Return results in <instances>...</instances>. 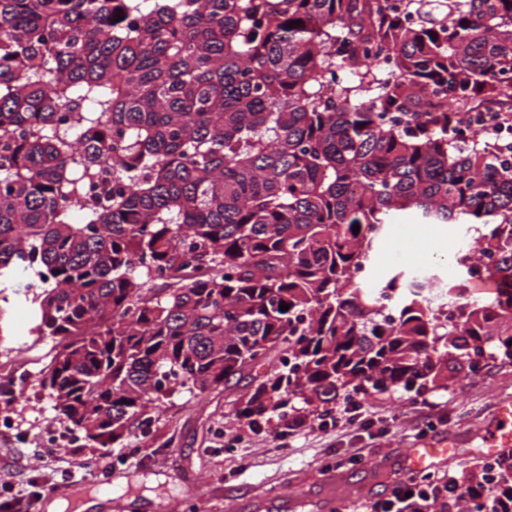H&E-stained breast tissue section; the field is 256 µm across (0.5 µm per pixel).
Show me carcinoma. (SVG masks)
Returning <instances> with one entry per match:
<instances>
[{"mask_svg": "<svg viewBox=\"0 0 512 512\" xmlns=\"http://www.w3.org/2000/svg\"><path fill=\"white\" fill-rule=\"evenodd\" d=\"M511 101L512 0H0V335L24 297L94 448L273 351L257 426L512 359V162L448 127ZM403 221L487 229L451 313L355 276Z\"/></svg>", "mask_w": 512, "mask_h": 512, "instance_id": "carcinoma-1", "label": "carcinoma"}]
</instances>
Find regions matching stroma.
<instances>
[{
  "mask_svg": "<svg viewBox=\"0 0 512 512\" xmlns=\"http://www.w3.org/2000/svg\"><path fill=\"white\" fill-rule=\"evenodd\" d=\"M461 224H390L378 245L374 278L401 270L412 276L419 269L432 270L439 280L454 278L450 257L467 238ZM32 325L26 303L12 309V334L0 343V363H27L30 378L21 399L0 401V416L9 420L0 430V501L24 496L27 512H48L45 492L66 485L74 465L88 462L101 468L98 451L88 444L46 448L47 430L71 432L61 420L42 386L52 343L33 344L27 334ZM481 375L463 368L449 387L426 391L437 403L441 420L416 404L415 396L401 391L363 395L374 426H320L311 419L307 430L280 437L284 422L271 415L262 429H249L235 415L236 406L263 381L267 370L259 366L233 379L226 387L207 395L178 390L158 407L148 409V425H132L124 444L113 446L112 468L122 471L113 493L137 503V512H190L191 496L186 479L199 482L207 496L208 512H228V495L239 496L238 512H251V500L282 493L302 501L301 512H319L329 496L355 493V507L387 498L401 467L403 453L413 447L416 431L434 422L435 434L458 438L452 460L437 466V473L461 472L486 454L487 430L498 399H512V360L487 355ZM359 461H352V454ZM382 460V469L370 468ZM338 471L336 486L320 484L326 471ZM181 480H173V473Z\"/></svg>",
  "mask_w": 512,
  "mask_h": 512,
  "instance_id": "stroma-1",
  "label": "stroma"
}]
</instances>
